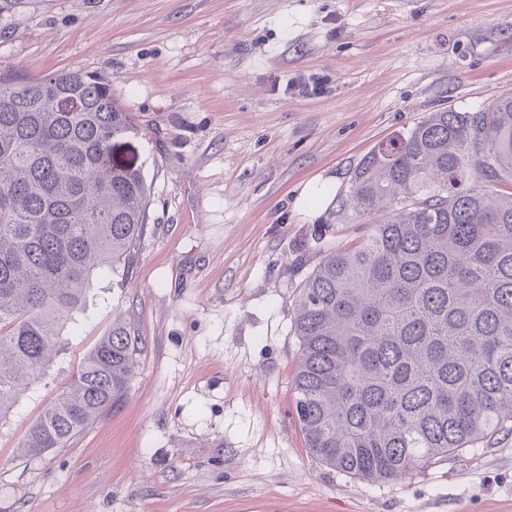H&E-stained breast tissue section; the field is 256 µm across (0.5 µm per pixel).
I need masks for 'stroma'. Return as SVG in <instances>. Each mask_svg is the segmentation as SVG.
Returning a JSON list of instances; mask_svg holds the SVG:
<instances>
[{
  "instance_id": "obj_1",
  "label": "stroma",
  "mask_w": 512,
  "mask_h": 512,
  "mask_svg": "<svg viewBox=\"0 0 512 512\" xmlns=\"http://www.w3.org/2000/svg\"><path fill=\"white\" fill-rule=\"evenodd\" d=\"M11 66L107 74L151 197L126 279L96 275L51 383L0 422V512H512L511 432L371 482L312 456L293 410L300 287L365 232L340 208L354 169L512 93V0H17ZM118 315L141 338L123 399L23 455Z\"/></svg>"
}]
</instances>
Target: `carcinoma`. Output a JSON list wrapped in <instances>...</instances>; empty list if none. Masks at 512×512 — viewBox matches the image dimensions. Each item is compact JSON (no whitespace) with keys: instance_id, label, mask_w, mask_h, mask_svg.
<instances>
[{"instance_id":"obj_1","label":"carcinoma","mask_w":512,"mask_h":512,"mask_svg":"<svg viewBox=\"0 0 512 512\" xmlns=\"http://www.w3.org/2000/svg\"><path fill=\"white\" fill-rule=\"evenodd\" d=\"M132 132L104 73L0 69V421L46 377L94 274L135 259L150 185L114 157ZM347 205L366 234L324 251L293 321L310 453L394 480L512 431V94L373 149ZM139 340L115 318L24 454L66 446L115 406Z\"/></svg>"}]
</instances>
